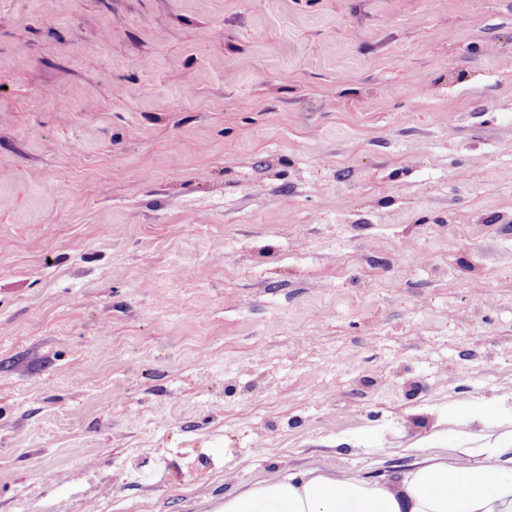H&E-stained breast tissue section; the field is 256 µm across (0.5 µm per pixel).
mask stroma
<instances>
[{
	"instance_id": "1",
	"label": "stroma",
	"mask_w": 512,
	"mask_h": 512,
	"mask_svg": "<svg viewBox=\"0 0 512 512\" xmlns=\"http://www.w3.org/2000/svg\"><path fill=\"white\" fill-rule=\"evenodd\" d=\"M493 443L512 0H0V512Z\"/></svg>"
}]
</instances>
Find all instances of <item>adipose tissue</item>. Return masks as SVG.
<instances>
[{"label":"adipose tissue","instance_id":"adipose-tissue-1","mask_svg":"<svg viewBox=\"0 0 512 512\" xmlns=\"http://www.w3.org/2000/svg\"><path fill=\"white\" fill-rule=\"evenodd\" d=\"M210 512H512V448L421 451L406 471L379 479L320 466L276 471Z\"/></svg>","mask_w":512,"mask_h":512}]
</instances>
